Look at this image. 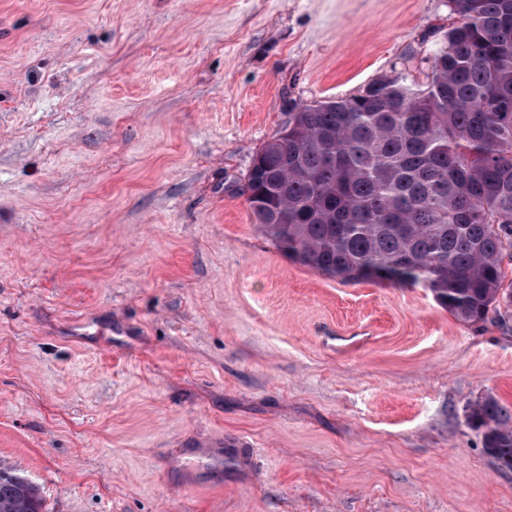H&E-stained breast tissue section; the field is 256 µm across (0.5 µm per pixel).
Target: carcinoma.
Segmentation results:
<instances>
[{
	"mask_svg": "<svg viewBox=\"0 0 512 512\" xmlns=\"http://www.w3.org/2000/svg\"><path fill=\"white\" fill-rule=\"evenodd\" d=\"M457 20L426 79L293 102L254 156L247 202L288 257L323 274L426 285L458 321L512 318V0H452ZM484 447L512 469V410L472 407ZM0 512H43L0 465Z\"/></svg>",
	"mask_w": 512,
	"mask_h": 512,
	"instance_id": "cac0c4a2",
	"label": "carcinoma"
}]
</instances>
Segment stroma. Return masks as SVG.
Segmentation results:
<instances>
[{
    "mask_svg": "<svg viewBox=\"0 0 512 512\" xmlns=\"http://www.w3.org/2000/svg\"><path fill=\"white\" fill-rule=\"evenodd\" d=\"M450 0H0V463L45 512H512V322L281 253L291 101L429 73ZM86 315L75 341L70 319ZM470 422L484 428V447L501 466L512 469V410L495 399H485L472 407Z\"/></svg>",
    "mask_w": 512,
    "mask_h": 512,
    "instance_id": "35a3bbf8",
    "label": "stroma"
}]
</instances>
